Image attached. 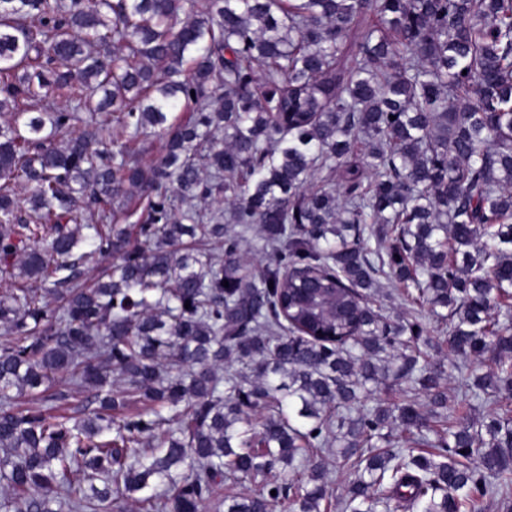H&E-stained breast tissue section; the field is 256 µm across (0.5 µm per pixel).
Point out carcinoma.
<instances>
[{"label": "carcinoma", "mask_w": 512, "mask_h": 512, "mask_svg": "<svg viewBox=\"0 0 512 512\" xmlns=\"http://www.w3.org/2000/svg\"><path fill=\"white\" fill-rule=\"evenodd\" d=\"M0 279V512H512V0H0ZM448 387L450 388V400L451 403L454 400L455 402L462 403L465 407L467 404L471 403L475 407V411L472 412V415L475 419H479L482 414H486L487 409L484 405L481 404L480 400L473 399L471 396V392L465 391L464 388H461L459 374L457 370H455L450 361L448 360Z\"/></svg>", "instance_id": "obj_1"}]
</instances>
